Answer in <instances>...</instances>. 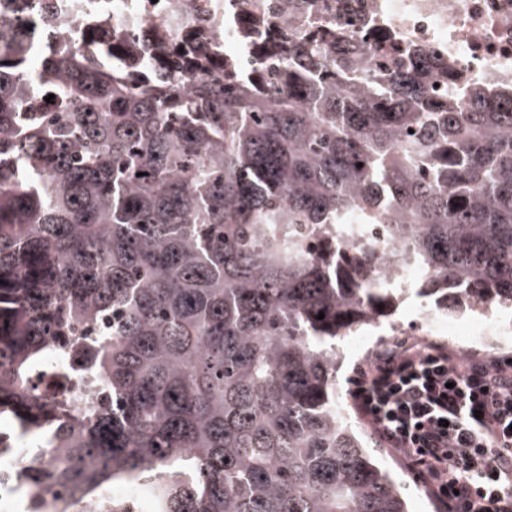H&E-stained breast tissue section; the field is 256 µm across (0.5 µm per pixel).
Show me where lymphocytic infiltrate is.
Wrapping results in <instances>:
<instances>
[{
	"label": "lymphocytic infiltrate",
	"mask_w": 512,
	"mask_h": 512,
	"mask_svg": "<svg viewBox=\"0 0 512 512\" xmlns=\"http://www.w3.org/2000/svg\"><path fill=\"white\" fill-rule=\"evenodd\" d=\"M373 434L440 512H512V359L397 340L353 379Z\"/></svg>",
	"instance_id": "obj_1"
}]
</instances>
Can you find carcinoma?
<instances>
[{
	"label": "carcinoma",
	"mask_w": 512,
	"mask_h": 512,
	"mask_svg": "<svg viewBox=\"0 0 512 512\" xmlns=\"http://www.w3.org/2000/svg\"><path fill=\"white\" fill-rule=\"evenodd\" d=\"M53 9L0 22V415L53 456L18 480L30 512L116 485L150 512H407L336 402V338L398 297L367 244L302 230L388 224L436 309L512 307V91L475 81L461 112L425 53L373 66L266 14L250 67L189 90L181 52L140 79L117 45L34 69L26 16Z\"/></svg>",
	"instance_id": "obj_1"
}]
</instances>
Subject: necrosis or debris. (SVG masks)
Here are the masks:
<instances>
[{"label":"necrosis or debris","instance_id":"1","mask_svg":"<svg viewBox=\"0 0 512 512\" xmlns=\"http://www.w3.org/2000/svg\"><path fill=\"white\" fill-rule=\"evenodd\" d=\"M58 18L45 24L48 33L41 50L60 51L70 36L60 19L87 22L107 19L116 43L126 44L125 64L151 58L170 44L202 61V68L185 76L187 84L208 78L209 64H223L224 47L249 63L246 35L255 17L241 0H55ZM340 22L354 36L369 35L380 52L419 49L448 65L447 92L459 110L468 107L472 82L497 91L512 85V0H314L304 15L288 17L289 33L305 35ZM355 236L369 242L381 261L374 274L397 288L417 287L422 277L419 261H405L403 248L392 243L385 227L357 225ZM425 333L460 340L471 336H498L512 340V326L476 318L464 327L439 312L425 318ZM28 439L17 438L15 448L0 453V512H9L14 482L32 463L47 465L48 457H33Z\"/></svg>","mask_w":512,"mask_h":512}]
</instances>
